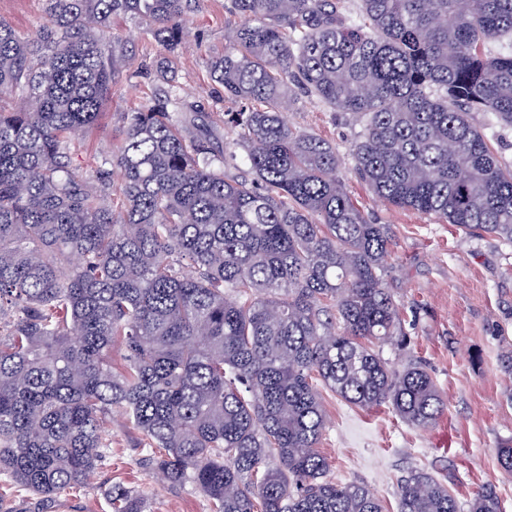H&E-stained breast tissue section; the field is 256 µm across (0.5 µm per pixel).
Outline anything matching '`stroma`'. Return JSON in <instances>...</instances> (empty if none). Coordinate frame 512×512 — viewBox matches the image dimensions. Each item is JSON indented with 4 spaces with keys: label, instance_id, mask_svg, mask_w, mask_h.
I'll use <instances>...</instances> for the list:
<instances>
[{
    "label": "stroma",
    "instance_id": "obj_1",
    "mask_svg": "<svg viewBox=\"0 0 512 512\" xmlns=\"http://www.w3.org/2000/svg\"><path fill=\"white\" fill-rule=\"evenodd\" d=\"M226 4L194 0L186 46L164 72L159 69L163 48L141 35L137 21L113 22L114 36L126 40L133 60L121 68L100 124L71 144L73 168L89 178L110 170L128 113L145 109L165 90L201 105L214 134L234 139V130L224 123L233 104L212 81L207 64L210 55L223 52L225 29L236 21ZM0 17L19 33H30L45 18V0H0ZM287 120L335 147L338 175L355 205L387 225L392 239L385 259L388 286L407 343H388L380 352L396 367L421 363L443 401L436 423L419 428L390 406L359 408L323 392L327 426L319 450L328 461L329 479L362 485L381 499L386 512H397L401 480L422 469L448 487L462 512L486 484L495 487L504 512H512V472L497 457L499 447L512 444V372L504 363L512 353V244L377 200L349 153L361 129L352 113L302 97L288 109ZM104 439L108 447L88 484L58 494L46 512H111L109 491L115 485L142 493L147 512H210L208 500L192 485L160 482L143 467V437L121 415H113Z\"/></svg>",
    "mask_w": 512,
    "mask_h": 512
}]
</instances>
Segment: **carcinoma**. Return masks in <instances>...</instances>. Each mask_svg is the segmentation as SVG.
<instances>
[{
	"mask_svg": "<svg viewBox=\"0 0 512 512\" xmlns=\"http://www.w3.org/2000/svg\"><path fill=\"white\" fill-rule=\"evenodd\" d=\"M46 2L27 37L0 19V476L41 505L86 484L119 408L145 467L211 512H383L327 479L322 390L417 427L443 403L421 364L376 350L401 335L387 226L285 111L304 94L353 113L350 153L377 199L512 244V165L473 120L512 126V0H231L241 23L209 68L239 107L224 123L243 155L196 106L174 117L168 91L127 116L114 188L68 162L128 61L116 37L106 54L112 21L174 54L191 0ZM491 39L511 52H486ZM110 499L146 512L130 488ZM397 512L460 508L415 470ZM470 512H502L494 486Z\"/></svg>",
	"mask_w": 512,
	"mask_h": 512,
	"instance_id": "obj_1",
	"label": "carcinoma"
}]
</instances>
